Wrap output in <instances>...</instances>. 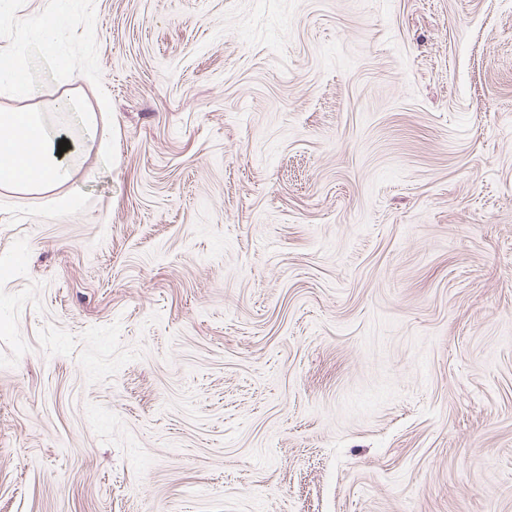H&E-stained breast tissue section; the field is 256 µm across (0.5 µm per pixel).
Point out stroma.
<instances>
[{
	"label": "stroma",
	"instance_id": "obj_1",
	"mask_svg": "<svg viewBox=\"0 0 512 512\" xmlns=\"http://www.w3.org/2000/svg\"><path fill=\"white\" fill-rule=\"evenodd\" d=\"M46 8L112 151L0 188V512H512V0Z\"/></svg>",
	"mask_w": 512,
	"mask_h": 512
}]
</instances>
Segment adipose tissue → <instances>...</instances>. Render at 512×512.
<instances>
[{"instance_id":"adipose-tissue-1","label":"adipose tissue","mask_w":512,"mask_h":512,"mask_svg":"<svg viewBox=\"0 0 512 512\" xmlns=\"http://www.w3.org/2000/svg\"><path fill=\"white\" fill-rule=\"evenodd\" d=\"M67 0H50L40 21L36 49L48 50V61L56 71L74 74L72 59L56 53L71 19L66 12ZM23 57L12 50H0V96L18 101L15 109L0 110V187L18 192L48 195L58 212L65 213L77 205L66 187L76 181L84 157L90 155L97 136L94 113L85 111L77 101L58 97L57 109L79 116L82 139H69L67 132L51 129L44 113L28 105L41 96ZM68 140L66 151L58 143Z\"/></svg>"}]
</instances>
